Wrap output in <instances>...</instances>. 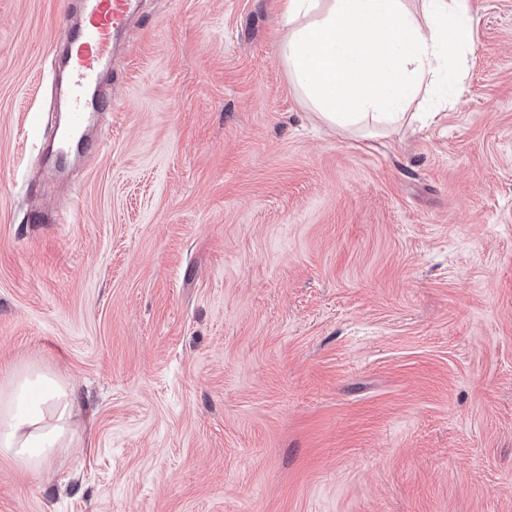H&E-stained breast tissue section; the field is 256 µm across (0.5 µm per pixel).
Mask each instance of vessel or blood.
Instances as JSON below:
<instances>
[{
  "mask_svg": "<svg viewBox=\"0 0 512 512\" xmlns=\"http://www.w3.org/2000/svg\"><path fill=\"white\" fill-rule=\"evenodd\" d=\"M80 22L62 45L68 71L57 85L58 96L68 112V121L56 136L66 150L89 159L100 140L91 128L100 114L111 112L112 99L101 93L100 83L115 42L143 7V0H77Z\"/></svg>",
  "mask_w": 512,
  "mask_h": 512,
  "instance_id": "b4317fda",
  "label": "vessel or blood"
}]
</instances>
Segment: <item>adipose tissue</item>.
<instances>
[{"label": "adipose tissue", "mask_w": 512, "mask_h": 512, "mask_svg": "<svg viewBox=\"0 0 512 512\" xmlns=\"http://www.w3.org/2000/svg\"><path fill=\"white\" fill-rule=\"evenodd\" d=\"M279 58L322 121L341 130L392 126L414 103L437 116L434 92L455 96L471 51V0H281ZM73 393L23 371L0 385V455L40 471L79 438Z\"/></svg>", "instance_id": "1"}]
</instances>
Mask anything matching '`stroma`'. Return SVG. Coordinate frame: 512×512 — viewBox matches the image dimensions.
I'll return each mask as SVG.
<instances>
[{"label": "stroma", "instance_id": "35a3bbf8", "mask_svg": "<svg viewBox=\"0 0 512 512\" xmlns=\"http://www.w3.org/2000/svg\"><path fill=\"white\" fill-rule=\"evenodd\" d=\"M471 2L440 120L342 131L279 0H144L57 184L71 0H0V382L82 431L0 512H512V0Z\"/></svg>", "mask_w": 512, "mask_h": 512}]
</instances>
